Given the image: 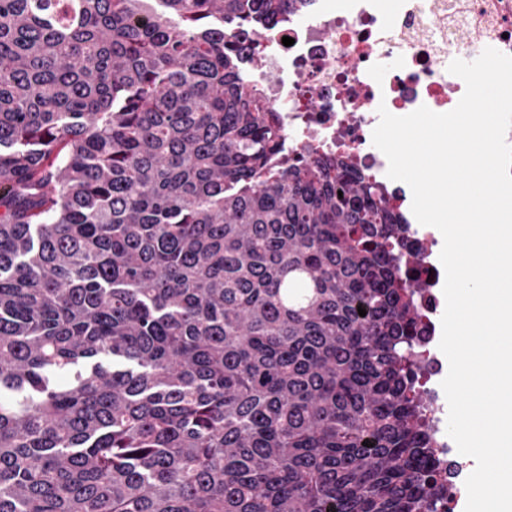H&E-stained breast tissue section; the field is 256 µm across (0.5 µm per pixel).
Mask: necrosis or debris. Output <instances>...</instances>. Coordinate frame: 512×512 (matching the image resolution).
I'll list each match as a JSON object with an SVG mask.
<instances>
[{"label":"necrosis or debris","mask_w":512,"mask_h":512,"mask_svg":"<svg viewBox=\"0 0 512 512\" xmlns=\"http://www.w3.org/2000/svg\"><path fill=\"white\" fill-rule=\"evenodd\" d=\"M293 45H283V37ZM244 60L260 54L253 73L286 132L285 153L349 156L385 189L391 207L406 210L410 196L387 175L388 160L374 146L379 106L405 116L420 106L453 110L465 93L450 63L492 47L512 56V0H304L270 22L260 38L240 34ZM406 235L423 249L418 274L426 287L420 310L427 325L423 379L443 485L438 512H456L466 497L470 462L448 439V402L441 387L444 363L434 346L445 305L437 256L444 242L435 227L409 218Z\"/></svg>","instance_id":"1"}]
</instances>
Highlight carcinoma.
Segmentation results:
<instances>
[{
  "label": "carcinoma",
  "instance_id": "obj_1",
  "mask_svg": "<svg viewBox=\"0 0 512 512\" xmlns=\"http://www.w3.org/2000/svg\"><path fill=\"white\" fill-rule=\"evenodd\" d=\"M301 2L0 0V512H437L422 251L224 35Z\"/></svg>",
  "mask_w": 512,
  "mask_h": 512
}]
</instances>
